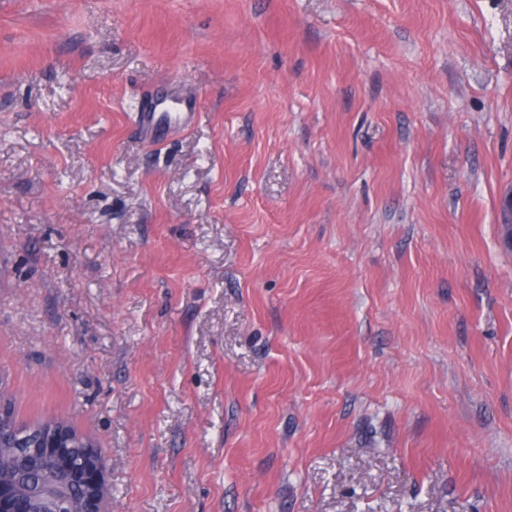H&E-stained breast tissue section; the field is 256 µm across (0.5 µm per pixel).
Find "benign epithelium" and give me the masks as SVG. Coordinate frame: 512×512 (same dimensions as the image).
<instances>
[{
	"instance_id": "benign-epithelium-1",
	"label": "benign epithelium",
	"mask_w": 512,
	"mask_h": 512,
	"mask_svg": "<svg viewBox=\"0 0 512 512\" xmlns=\"http://www.w3.org/2000/svg\"><path fill=\"white\" fill-rule=\"evenodd\" d=\"M71 449L63 433L49 437L39 448H30L36 462L0 482V512H19L15 501L21 494L29 504L28 512H60L72 490L84 492L81 512H110L108 498L98 493L104 482L100 453L76 469L70 465Z\"/></svg>"
}]
</instances>
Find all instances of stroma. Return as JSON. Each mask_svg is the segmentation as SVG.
Returning a JSON list of instances; mask_svg holds the SVG:
<instances>
[{"mask_svg": "<svg viewBox=\"0 0 512 512\" xmlns=\"http://www.w3.org/2000/svg\"><path fill=\"white\" fill-rule=\"evenodd\" d=\"M511 187L512 0H0V376L112 512H512ZM200 117L196 99L190 101L187 112H147L138 110L136 124L153 141L164 140L172 131L191 126Z\"/></svg>", "mask_w": 512, "mask_h": 512, "instance_id": "stroma-1", "label": "stroma"}]
</instances>
